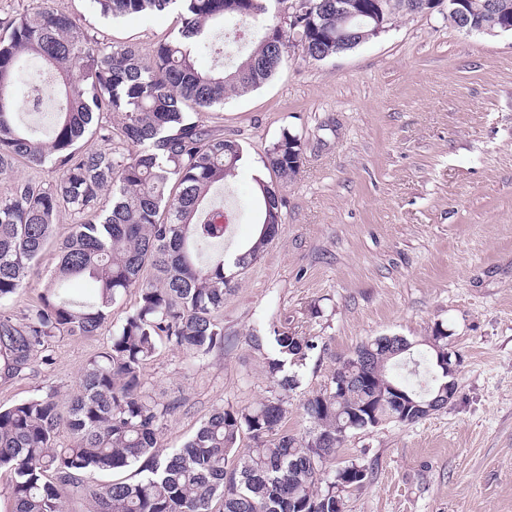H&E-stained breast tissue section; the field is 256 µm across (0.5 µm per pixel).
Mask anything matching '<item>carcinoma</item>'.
Instances as JSON below:
<instances>
[{
    "label": "carcinoma",
    "instance_id": "1",
    "mask_svg": "<svg viewBox=\"0 0 512 512\" xmlns=\"http://www.w3.org/2000/svg\"><path fill=\"white\" fill-rule=\"evenodd\" d=\"M284 0H91L107 17H146L180 9V25L147 54L125 43L100 42L79 18L46 6L0 27V355L14 374L59 335L100 332L112 303L138 297L121 327L86 363L76 393L53 390L0 406V469L11 473L6 512H345V498L364 486L369 468L336 463L349 435L384 422L415 423L440 410L439 388L454 382L438 365L448 334L436 330L431 355L415 353L404 336H376L340 360L324 388L302 403L312 428L288 432L289 368L302 364L314 341L288 330L271 337L268 372L276 395L247 407L221 405L180 448L160 449L159 432L173 407L144 391L147 362L161 338L196 358L224 343L217 313L236 277L273 241L283 224V197L259 188V231L228 260L205 250L224 239L223 213L207 206L242 158L240 145L190 112L221 108L230 92L245 93L275 75L295 37L272 11ZM318 4L305 57L336 54L344 19L336 0ZM246 29L255 43L230 67L203 72L196 57L209 48L213 20ZM59 80L62 101L43 140L16 121L41 74ZM101 142L97 148L87 146ZM280 183L299 174L302 143L284 133L266 151ZM19 166L54 173L52 180L17 178ZM72 219L58 245L52 277L37 304L21 316L9 302L28 284L59 218ZM96 284L92 301L72 296L80 280ZM71 442L58 443L61 432ZM251 445L239 448L242 435ZM135 482L98 481L139 461Z\"/></svg>",
    "mask_w": 512,
    "mask_h": 512
}]
</instances>
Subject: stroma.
<instances>
[{
  "label": "stroma",
  "mask_w": 512,
  "mask_h": 512,
  "mask_svg": "<svg viewBox=\"0 0 512 512\" xmlns=\"http://www.w3.org/2000/svg\"><path fill=\"white\" fill-rule=\"evenodd\" d=\"M52 4L101 41L144 51L179 26L174 10L112 20L90 0ZM198 119L242 147L211 198L233 201L226 251L256 234L250 203L267 148L299 135L303 166L281 191L278 236L224 302L223 346L190 358L163 342L146 366V392L174 406L161 446L182 447L218 405L272 396L270 351L252 330L287 327L316 344L288 401L286 425L301 436L311 427L301 404L340 357L380 335L421 351L439 328L460 359L453 401L345 441L339 460L372 470L346 512H512V32L457 28L444 4L400 15L326 60L290 52L272 79ZM135 303L118 298L105 333L57 338L51 364L37 357L15 376L0 360V406L71 392Z\"/></svg>",
  "instance_id": "obj_1"
}]
</instances>
